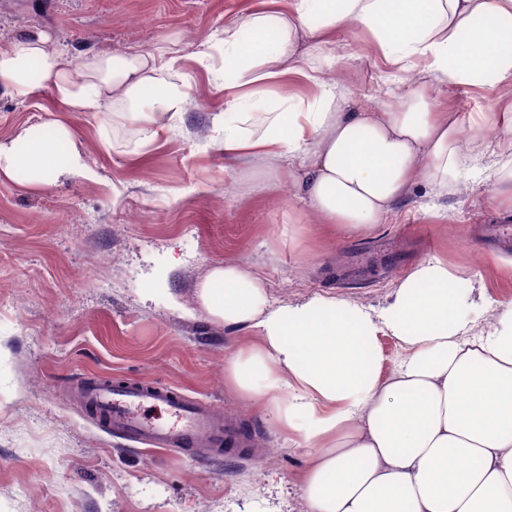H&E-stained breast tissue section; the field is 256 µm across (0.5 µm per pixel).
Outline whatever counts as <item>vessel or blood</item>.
<instances>
[{
  "label": "vessel or blood",
  "instance_id": "b4317fda",
  "mask_svg": "<svg viewBox=\"0 0 512 512\" xmlns=\"http://www.w3.org/2000/svg\"><path fill=\"white\" fill-rule=\"evenodd\" d=\"M67 399L91 411L107 432L155 448L203 458L222 446L235 448L243 443L237 429L225 423L223 416L208 404L190 401L182 393L159 384L94 376L71 387ZM156 407L166 410L169 422L147 417V410Z\"/></svg>",
  "mask_w": 512,
  "mask_h": 512
}]
</instances>
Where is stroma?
I'll list each match as a JSON object with an SVG mask.
<instances>
[{"label":"stroma","mask_w":512,"mask_h":512,"mask_svg":"<svg viewBox=\"0 0 512 512\" xmlns=\"http://www.w3.org/2000/svg\"><path fill=\"white\" fill-rule=\"evenodd\" d=\"M292 0H0V39L47 33L64 61L96 52L150 51L175 42L192 106L148 150L128 114L65 112L92 178L50 185L0 179V512H272L297 507L308 451L224 377V359L253 342L197 307L217 265L261 276L271 306L316 294L382 309L419 259L446 260L484 293L463 317L483 329L512 302V255L476 235L512 225L494 181L446 197L419 186L366 234L321 226L282 160L228 164L214 122L225 92L192 54L225 24ZM331 46L298 54L336 82L348 112L404 102L366 36L339 30ZM501 87L458 84L440 107L494 111ZM48 93L20 100L0 87V140L42 128ZM90 375L128 377L207 402L237 423L243 449L198 461L104 433L64 387Z\"/></svg>","instance_id":"stroma-1"}]
</instances>
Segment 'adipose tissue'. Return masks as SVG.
Segmentation results:
<instances>
[{
	"instance_id": "ef3b65f1",
	"label": "adipose tissue",
	"mask_w": 512,
	"mask_h": 512,
	"mask_svg": "<svg viewBox=\"0 0 512 512\" xmlns=\"http://www.w3.org/2000/svg\"><path fill=\"white\" fill-rule=\"evenodd\" d=\"M339 28L369 34L396 77L420 69L427 84L401 105L347 112L335 86L313 102L288 92L306 76L297 44H324ZM227 89L224 157L285 158L304 170L307 206L324 223L366 232L386 223L419 182L438 195L474 165L512 206V102L501 111H440L442 90L461 83L512 86V0H294L225 26L194 52ZM175 44L127 54L100 52L67 67L49 37L0 42V84L30 97L48 91L65 112L105 105L129 114L152 144L186 110ZM270 87L260 131L232 113L239 89ZM52 137L29 129L0 141V178L23 170L52 183L88 170L70 128L50 118ZM496 160L483 164L488 140ZM447 261L410 267L388 304L372 312L332 295L272 307L262 277L235 263L213 267L196 290L212 318L253 330L256 339L226 359L229 382L245 397L268 395L267 415L292 433L311 460L300 512H512V305L494 311L473 336L461 315L467 292L451 288ZM391 337L401 355L381 378L368 358Z\"/></svg>"
}]
</instances>
